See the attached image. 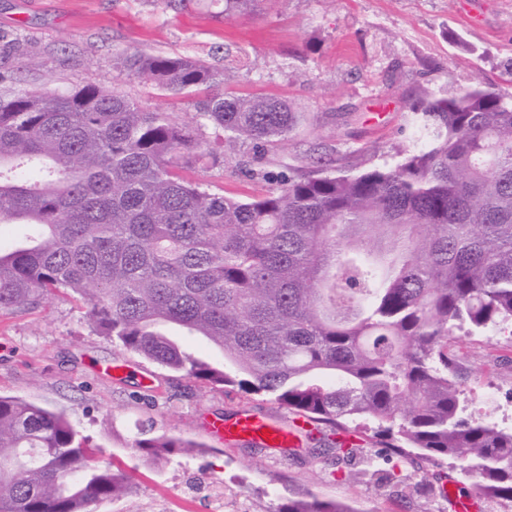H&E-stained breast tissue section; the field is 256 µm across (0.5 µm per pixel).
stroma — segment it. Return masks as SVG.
<instances>
[{
	"label": "stroma",
	"instance_id": "stroma-1",
	"mask_svg": "<svg viewBox=\"0 0 512 512\" xmlns=\"http://www.w3.org/2000/svg\"><path fill=\"white\" fill-rule=\"evenodd\" d=\"M222 0H191L173 12L157 0H0V48L38 55L32 71L15 58L0 67L6 83L39 89L52 72L56 90L84 85L117 89L180 123L197 120L187 102L158 96L127 77L117 61L144 51L215 62L216 48L243 94L295 103L304 119L276 153L234 142L203 146L215 161L188 169L212 192L261 194L257 171L304 174L313 158L363 169L393 160L409 142L413 108L429 93L462 92L475 83L512 97V0H265L260 13L222 17ZM465 412L495 392L491 419L512 428V331L472 337L453 347ZM0 394L16 396L68 419L97 447L100 463L127 475L133 490L95 512H215L208 485L224 488V512H276L285 498L308 491L356 512H441L431 483L473 487L458 463L415 465L376 447L388 487L367 481L360 465L331 471L307 447L273 462L247 442L227 443L211 421L249 410L280 425L290 416L263 395L203 388L96 334L82 303L53 297L17 314H0ZM197 444L149 460L130 447L138 430Z\"/></svg>",
	"mask_w": 512,
	"mask_h": 512
}]
</instances>
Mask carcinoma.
<instances>
[{"instance_id":"carcinoma-1","label":"carcinoma","mask_w":512,"mask_h":512,"mask_svg":"<svg viewBox=\"0 0 512 512\" xmlns=\"http://www.w3.org/2000/svg\"><path fill=\"white\" fill-rule=\"evenodd\" d=\"M261 0H224V14ZM128 76L194 103L214 142L263 150L302 119L239 96L226 71L134 52ZM392 165L261 174L255 198L182 175L215 158L197 129L118 90L0 87V313L61 294L92 329L196 384L270 397L314 423L311 453L372 458L339 435L419 462L453 460L486 497L512 502V431L462 416L448 344L512 325V98L476 84L419 101ZM202 336L201 361L169 333ZM187 447L136 436L151 458ZM62 412L0 396V512H94L129 478L93 461ZM277 512H352L288 499Z\"/></svg>"}]
</instances>
